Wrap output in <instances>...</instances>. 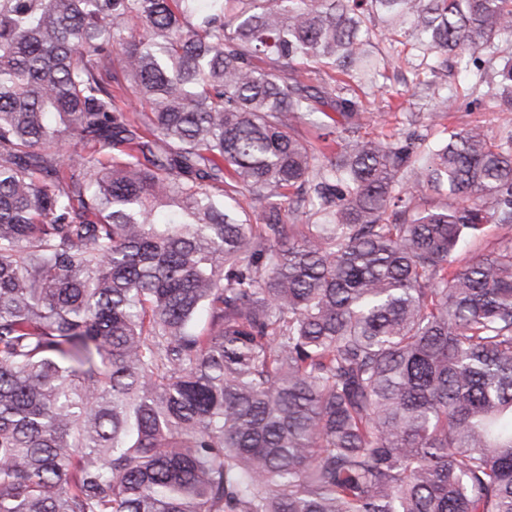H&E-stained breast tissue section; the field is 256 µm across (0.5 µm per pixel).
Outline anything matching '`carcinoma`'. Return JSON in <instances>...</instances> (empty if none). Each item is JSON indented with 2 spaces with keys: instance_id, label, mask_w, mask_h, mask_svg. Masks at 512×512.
I'll return each instance as SVG.
<instances>
[{
  "instance_id": "carcinoma-1",
  "label": "carcinoma",
  "mask_w": 512,
  "mask_h": 512,
  "mask_svg": "<svg viewBox=\"0 0 512 512\" xmlns=\"http://www.w3.org/2000/svg\"><path fill=\"white\" fill-rule=\"evenodd\" d=\"M376 18L512 111V0H0V512H512V130L359 136Z\"/></svg>"
}]
</instances>
